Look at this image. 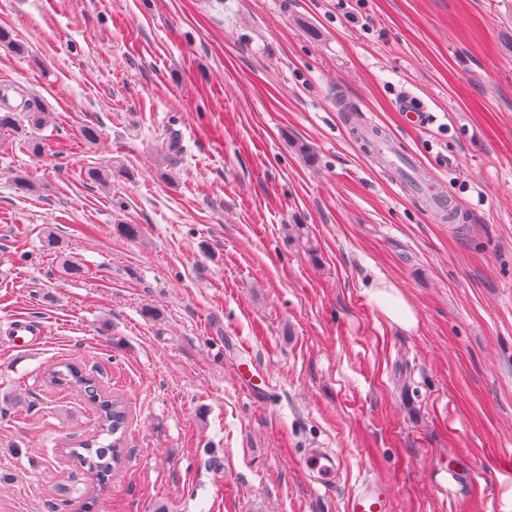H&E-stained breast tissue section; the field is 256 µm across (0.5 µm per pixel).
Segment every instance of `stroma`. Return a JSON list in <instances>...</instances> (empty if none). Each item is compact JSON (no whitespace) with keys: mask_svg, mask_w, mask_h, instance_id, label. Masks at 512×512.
<instances>
[{"mask_svg":"<svg viewBox=\"0 0 512 512\" xmlns=\"http://www.w3.org/2000/svg\"><path fill=\"white\" fill-rule=\"evenodd\" d=\"M0 27L26 47L0 46V91L48 114L41 155L0 132V512H347L367 480L391 512H512V0H0ZM59 363L129 407L104 491L67 454L96 414ZM308 448L336 453L332 488ZM370 296L375 300L381 312L392 322L410 330L417 326V317L405 298L391 285L380 283L371 291ZM11 324L13 325L11 331L14 333V336L19 339L17 343L13 344V348L29 349V347L39 343L44 337L41 336V329L28 322H22L16 319L13 320Z\"/></svg>","mask_w":512,"mask_h":512,"instance_id":"obj_1","label":"stroma"}]
</instances>
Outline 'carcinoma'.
<instances>
[{
  "instance_id": "carcinoma-1",
  "label": "carcinoma",
  "mask_w": 512,
  "mask_h": 512,
  "mask_svg": "<svg viewBox=\"0 0 512 512\" xmlns=\"http://www.w3.org/2000/svg\"><path fill=\"white\" fill-rule=\"evenodd\" d=\"M25 115L15 109L0 111V132H22V121L38 129L45 124L46 113L30 111V104H24ZM88 378L70 364L53 370L52 383L60 388H78L87 393L89 402L98 415L96 431L78 442V447L70 449V456L76 460L90 479L98 486L108 480L112 469L123 464V439L128 420V409L123 398L112 395L110 391L99 388L87 389Z\"/></svg>"
}]
</instances>
